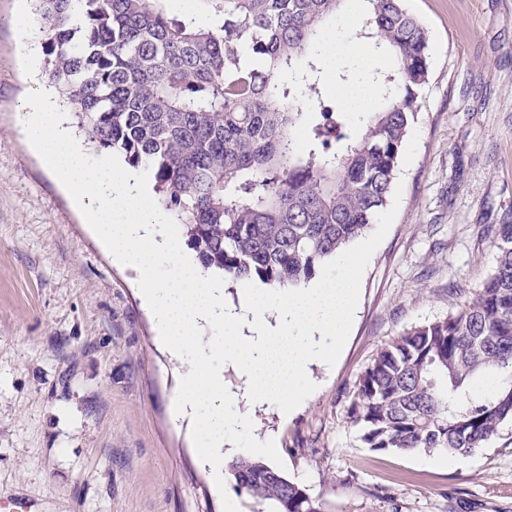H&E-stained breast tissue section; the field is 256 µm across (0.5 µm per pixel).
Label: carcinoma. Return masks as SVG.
<instances>
[{
  "instance_id": "1",
  "label": "carcinoma",
  "mask_w": 512,
  "mask_h": 512,
  "mask_svg": "<svg viewBox=\"0 0 512 512\" xmlns=\"http://www.w3.org/2000/svg\"><path fill=\"white\" fill-rule=\"evenodd\" d=\"M29 2L45 72L85 141L151 169L205 271L299 289L387 205L429 74L428 34L405 0H363L354 37L393 66L370 74L384 103L359 116L358 136L349 113L325 103L317 51L349 0H197L207 23L169 16L165 0ZM495 247L493 272L463 307L390 339L359 377L348 419L370 450L466 454L512 420L510 214ZM489 376L495 390L473 391ZM229 470L277 512H318L262 461L241 456Z\"/></svg>"
}]
</instances>
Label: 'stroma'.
<instances>
[{"label":"stroma","instance_id":"stroma-1","mask_svg":"<svg viewBox=\"0 0 512 512\" xmlns=\"http://www.w3.org/2000/svg\"><path fill=\"white\" fill-rule=\"evenodd\" d=\"M21 0H0V496L32 512H273L197 455L169 406L188 363L156 340L133 273L102 247L20 132L26 95L48 80L23 63ZM428 31L429 81L402 149L397 215L364 273L348 340L289 418L259 410L282 474L320 512H512V422L446 462L374 452L348 419L356 383L404 329L448 316L492 272L488 225L512 213V0H405ZM360 0L319 46L351 68Z\"/></svg>","mask_w":512,"mask_h":512}]
</instances>
